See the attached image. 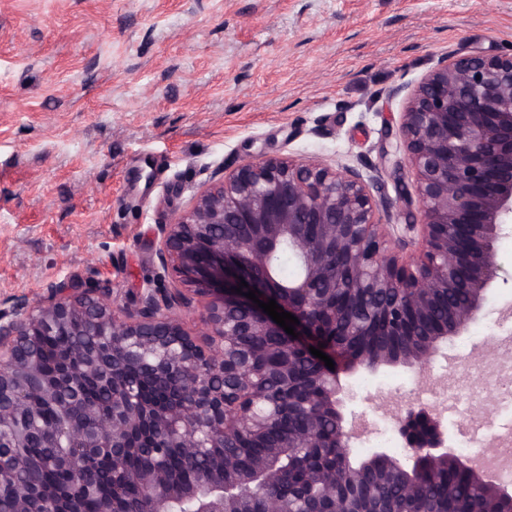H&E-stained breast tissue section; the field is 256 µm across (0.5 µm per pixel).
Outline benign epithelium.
Wrapping results in <instances>:
<instances>
[{
    "instance_id": "1",
    "label": "benign epithelium",
    "mask_w": 512,
    "mask_h": 512,
    "mask_svg": "<svg viewBox=\"0 0 512 512\" xmlns=\"http://www.w3.org/2000/svg\"><path fill=\"white\" fill-rule=\"evenodd\" d=\"M397 135L408 168L397 163L390 176L408 237L382 223L387 201L375 179L323 160L261 154L202 186L161 226L156 256L169 287L122 304L109 283L71 279L31 308L20 301L0 309L7 512H82L86 487L99 490L100 512H177L184 500L194 512H364L349 490L392 473L404 496L456 473L481 488L486 512H512V493L458 456L439 413L418 400L397 417L404 461L375 452L356 462L344 453L328 471L300 455L351 447L340 370L423 368L482 317L501 272L497 243L512 223V52L440 61L408 94ZM285 246L297 264L291 279L277 265ZM250 290L295 316L298 337L245 297ZM457 290L465 298L437 310L440 296ZM192 311L201 332L187 325ZM376 324L401 337V349L359 344ZM58 330L96 342L75 341L49 374L47 348L35 337ZM321 344L337 368L309 351ZM134 366L155 391L128 379ZM285 397L303 425L241 468L226 440L241 431L264 436ZM52 402L61 415L44 427L41 407ZM35 443L49 449L45 462L69 474L68 485L34 474L16 482ZM168 448L180 450L194 481L173 477ZM133 454L146 460L134 474L138 502L122 493V464ZM291 470L299 473L297 508L281 488Z\"/></svg>"
}]
</instances>
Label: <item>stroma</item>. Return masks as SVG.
<instances>
[{
  "label": "stroma",
  "mask_w": 512,
  "mask_h": 512,
  "mask_svg": "<svg viewBox=\"0 0 512 512\" xmlns=\"http://www.w3.org/2000/svg\"><path fill=\"white\" fill-rule=\"evenodd\" d=\"M512 50V0H0V308L67 279L160 287L158 229L203 185L267 152L394 186L382 157L444 57ZM483 317L423 372L343 374L354 448L381 449L422 378L493 372L512 336V234ZM492 387L464 419L503 423Z\"/></svg>",
  "instance_id": "obj_1"
}]
</instances>
